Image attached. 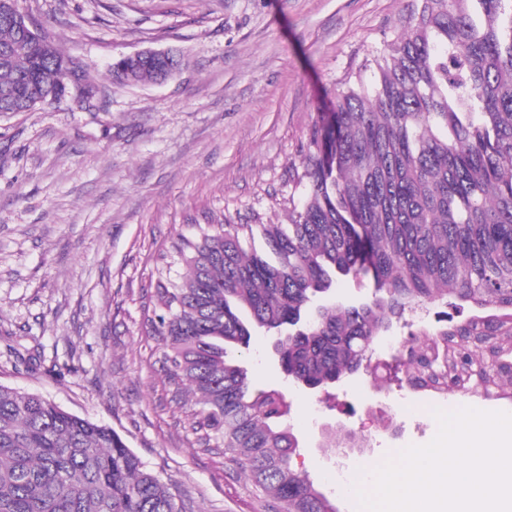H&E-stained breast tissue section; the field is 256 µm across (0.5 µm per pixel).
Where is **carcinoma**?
Segmentation results:
<instances>
[{
    "label": "carcinoma",
    "instance_id": "obj_1",
    "mask_svg": "<svg viewBox=\"0 0 512 512\" xmlns=\"http://www.w3.org/2000/svg\"><path fill=\"white\" fill-rule=\"evenodd\" d=\"M38 34L19 48L0 20V112L33 108L26 80L76 102ZM373 85L336 94L317 113L303 153L301 208L288 224H210L173 248L187 273L159 274L151 300L171 401L185 390L190 428L246 468L275 512H338L292 465L291 405L257 389L228 351L275 333L291 380L317 389L359 372L367 348L414 305H453L403 342L415 390L512 400V0H412L383 42ZM120 82L166 81L167 65L118 60ZM373 283L371 297L329 300L336 281ZM326 448H361L342 425ZM0 512H185L112 429L38 395L0 385Z\"/></svg>",
    "mask_w": 512,
    "mask_h": 512
}]
</instances>
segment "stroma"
Masks as SVG:
<instances>
[{"instance_id": "35a3bbf8", "label": "stroma", "mask_w": 512, "mask_h": 512, "mask_svg": "<svg viewBox=\"0 0 512 512\" xmlns=\"http://www.w3.org/2000/svg\"><path fill=\"white\" fill-rule=\"evenodd\" d=\"M407 0H24L27 14L96 85L104 105L0 112V384L111 427L186 512H271L220 451L201 447L171 401L150 295L171 245L205 224H284L302 189L291 165L324 104L349 81L372 84L376 52ZM144 49L179 53L164 83L113 81ZM236 358L283 392L300 439L292 463L338 512L336 423L367 438L370 464L437 432L445 397L412 391L400 365L331 395L294 386L252 336ZM402 403L404 439L387 438L367 402Z\"/></svg>"}]
</instances>
